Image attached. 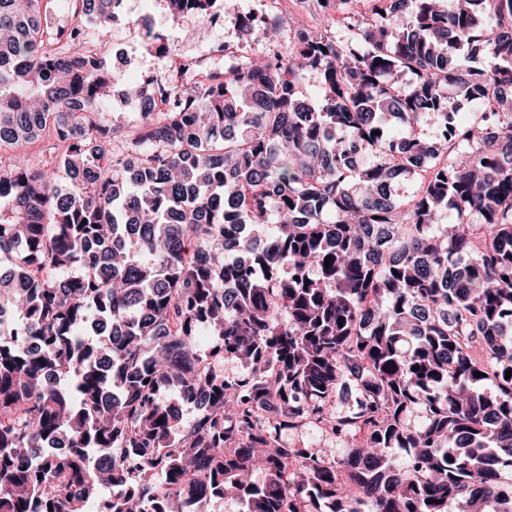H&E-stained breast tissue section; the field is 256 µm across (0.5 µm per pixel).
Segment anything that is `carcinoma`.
<instances>
[{"label":"carcinoma","instance_id":"cac0c4a2","mask_svg":"<svg viewBox=\"0 0 512 512\" xmlns=\"http://www.w3.org/2000/svg\"><path fill=\"white\" fill-rule=\"evenodd\" d=\"M82 2L0 0V147L57 143L0 155V512H512V0H372L130 128Z\"/></svg>","mask_w":512,"mask_h":512}]
</instances>
